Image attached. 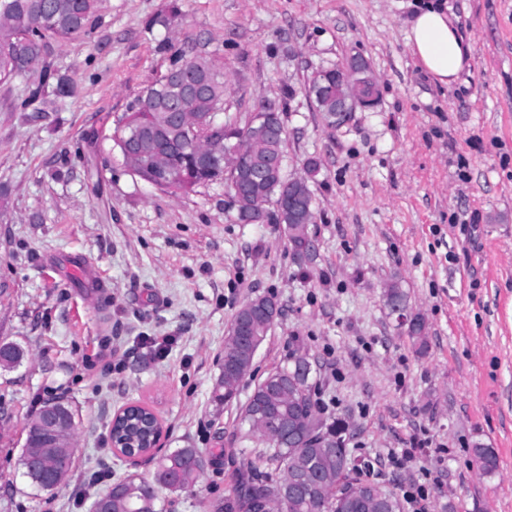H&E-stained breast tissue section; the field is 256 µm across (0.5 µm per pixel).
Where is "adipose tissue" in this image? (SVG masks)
<instances>
[{
  "instance_id": "1",
  "label": "adipose tissue",
  "mask_w": 512,
  "mask_h": 512,
  "mask_svg": "<svg viewBox=\"0 0 512 512\" xmlns=\"http://www.w3.org/2000/svg\"><path fill=\"white\" fill-rule=\"evenodd\" d=\"M407 45L418 65L437 83L449 86L468 67L471 49L441 8L419 7L407 33Z\"/></svg>"
}]
</instances>
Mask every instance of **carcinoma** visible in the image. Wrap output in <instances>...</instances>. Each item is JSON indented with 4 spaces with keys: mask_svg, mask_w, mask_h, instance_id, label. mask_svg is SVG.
Instances as JSON below:
<instances>
[{
    "mask_svg": "<svg viewBox=\"0 0 512 512\" xmlns=\"http://www.w3.org/2000/svg\"><path fill=\"white\" fill-rule=\"evenodd\" d=\"M101 4L102 0H0V15L10 19L9 24H0V83L36 73L38 82L33 96L45 92L53 79L57 94L69 93L68 83L56 76L51 59L57 44L90 32ZM309 87L320 91L319 97L313 99L317 111H336V84L329 81L325 71L317 72ZM224 92V73L208 57L181 51L177 62L128 104L115 123L113 137L131 136L130 147L140 151L146 160L155 155L173 158L175 177L161 186L163 190L190 191L221 182L225 180L223 169L199 161V155L207 148L203 132L173 127L161 114L182 111L217 116L224 110ZM242 135L248 138V165L259 168L269 159L283 158L284 137L259 135L250 123L243 128L224 129L229 146ZM290 194L305 198L310 208L283 211L280 227L294 255L311 263L316 253L309 234L314 213L307 179L290 181L281 174L277 180L266 177L252 182L235 199L236 218L241 223ZM384 298L392 311L409 306L408 294L396 278L385 290ZM279 313L277 301L270 296H257L238 310L225 339L224 360L212 392L215 404L233 400ZM407 335L418 350L426 348V323L421 316L407 325ZM312 371L308 354L298 350L287 366L255 387L242 409L241 420L248 426L247 434L268 440L267 467L261 470L249 466V478L224 500V512H401L398 497L382 488L376 501L362 498L363 481L351 477L352 462L344 439L311 400ZM51 407L71 434H76L77 410L63 400L52 401ZM35 422L32 418L27 424L21 462L35 486L50 490L52 482L41 460L56 458L59 466L69 472L74 466L75 449L47 448L49 439ZM277 423L302 425L305 439L297 445L277 442L273 439ZM159 434L155 416L141 408H132L121 420L113 422V443L146 452L154 463L153 476L147 480L136 473L128 474L96 498L94 512H160L159 490L186 491L199 483L212 463L208 453L190 443L156 451ZM294 475L308 477L311 486L307 493L287 498L285 486Z\"/></svg>",
    "mask_w": 512,
    "mask_h": 512,
    "instance_id": "carcinoma-1",
    "label": "carcinoma"
}]
</instances>
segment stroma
<instances>
[{"instance_id":"obj_1","label":"stroma","mask_w":512,"mask_h":512,"mask_svg":"<svg viewBox=\"0 0 512 512\" xmlns=\"http://www.w3.org/2000/svg\"><path fill=\"white\" fill-rule=\"evenodd\" d=\"M426 2L103 0L91 32L55 51L70 96L30 97V76L0 83V339L26 350L0 369V512H93L127 474L151 478L152 464L112 450V415L130 404L156 415L163 448L215 456L194 489L160 491V512H223L265 446L243 438L240 411L300 347L356 477L399 497L423 486L425 512H512V0H436L472 47L449 87L406 44ZM182 49L223 71L225 124L277 108L285 177L319 161L313 265L278 225L237 223L224 184L164 192L124 164L117 117ZM353 56L379 100L335 126L307 85ZM75 253L99 268L106 300L45 264ZM394 278L427 324L425 352L385 303ZM258 294L281 314L235 398L215 406L228 327ZM165 335L176 342L155 357L143 339ZM57 397L79 414L75 468L39 490L20 464L24 427ZM405 448L414 458L396 465Z\"/></svg>"}]
</instances>
